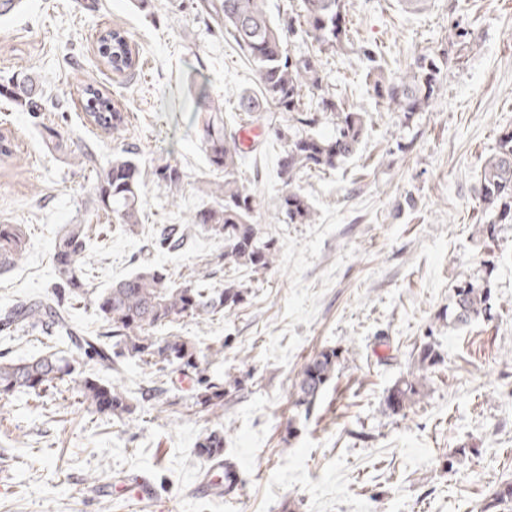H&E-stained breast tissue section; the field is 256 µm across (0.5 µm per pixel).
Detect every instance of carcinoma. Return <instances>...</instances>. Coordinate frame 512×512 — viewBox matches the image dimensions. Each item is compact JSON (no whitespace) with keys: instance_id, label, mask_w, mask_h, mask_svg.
Wrapping results in <instances>:
<instances>
[{"instance_id":"1","label":"carcinoma","mask_w":512,"mask_h":512,"mask_svg":"<svg viewBox=\"0 0 512 512\" xmlns=\"http://www.w3.org/2000/svg\"><path fill=\"white\" fill-rule=\"evenodd\" d=\"M197 9L224 22V36L253 66L260 98L241 102V108L251 124L268 121L283 145L279 175L286 189L279 197L278 210L284 223H312L311 204L292 187L296 175L336 170L356 154L365 132L363 114L336 96L322 61V55L344 51L351 44L346 0H297L296 8L278 26L270 21L264 0H199ZM293 35L310 42L314 50L291 52L287 38ZM474 43L472 32L457 24L448 35L449 50L434 56L420 55L399 75L386 73L376 64L372 51L364 49L362 54L370 62L369 86L388 110L402 113L409 121L426 111L438 95L443 68L460 62L463 51L473 48ZM99 54L119 76L137 69L136 56L123 29H110L100 36ZM0 96L27 110L38 107L40 101L37 85L31 79L13 78L1 83ZM199 97L205 100L207 112L201 144L208 165L224 173V180L200 184L199 190L211 198L212 204L198 210L192 223L224 240L225 263L254 273L264 272L274 265L276 254L272 240L261 234L254 221L257 200L242 178L246 151L239 141V128L225 125L221 105L202 92ZM84 110L89 121L100 128L118 131L126 124L125 113L112 105V99L91 88L84 92ZM271 110L287 113L289 122L274 123ZM328 121L335 123V131L327 136L319 132V127ZM146 174L177 192L186 178L176 163L162 159L144 172L134 158L124 154L112 160L94 187L99 208L129 232L140 222ZM478 199L488 216V235H493L498 224H512V130L499 135L494 153L480 172ZM88 234L87 224L61 227L53 246L52 296L5 311L0 316V332L39 326L50 336L68 339L86 361L112 380L76 375V359L70 350L21 361L0 359V398L16 393L39 394L61 384H74L80 403L89 412L107 414L124 423L137 413L138 405L115 384V379L126 361L137 360L160 372L193 374V404L215 416L224 415V400L239 388V380L230 375L223 379L207 375L198 367L199 351L191 340L184 336L158 337L156 332L185 318L229 313L245 301L249 288L230 278L219 285L200 279L178 284L157 267L143 264L95 295L96 312L106 331L100 336H78L71 325L67 303L84 300L90 294L83 272ZM183 237V231L171 225L163 230L159 247L175 248ZM28 245L25 225L0 224V270L15 267L26 255ZM490 300L489 280L466 279L455 286L453 303L439 319L453 327L464 326L480 315H489ZM440 363L435 345L423 344L414 359V370L397 378L387 390V409L395 415H406L426 395L425 373ZM339 364V352L334 349L323 350L310 359L294 382V405L310 411ZM196 448L209 461L220 459L224 432H203ZM511 503L512 481L492 494L484 512H502Z\"/></svg>"}]
</instances>
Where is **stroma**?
<instances>
[{"instance_id":"35a3bbf8","label":"stroma","mask_w":512,"mask_h":512,"mask_svg":"<svg viewBox=\"0 0 512 512\" xmlns=\"http://www.w3.org/2000/svg\"><path fill=\"white\" fill-rule=\"evenodd\" d=\"M194 0H23L0 14V82L29 75L43 89L37 113L0 97V224L26 225L25 259L0 274V310L46 295L54 281L52 247L65 224L89 225L85 272L93 292L141 262L176 282L233 277L252 287L229 314L186 319L167 329L209 359L210 375L238 377L217 417L192 408L191 380L128 362L120 383L131 399L163 389L161 410L126 427L87 412L76 389L16 394L0 407V512H482L512 480V224L493 238L477 199L478 174L500 131L512 128V0H349L353 40L369 42L386 72L448 46L451 24L476 38L461 65L444 68V89L427 111L405 120L379 105L355 52L325 54L336 93L363 112L358 152L336 171L303 173L293 186L315 210L310 224L277 218L285 188L282 147L269 132L242 162L255 194V222L278 257L261 275L224 264V242L192 226L208 204L198 189L215 179L200 143L206 90L238 125L243 98L257 95L255 74L218 18ZM123 28L139 68L112 73L98 54L101 32ZM98 88L127 115L109 132L84 117L85 87ZM59 132L47 148L42 124ZM132 151L143 169L160 158L188 178L180 191L147 180L134 232L98 208L94 187L114 155ZM184 226L175 250L153 246L160 230ZM490 275L492 310L459 329L439 320L456 284ZM434 341L441 363L426 374L427 395L406 416L384 403L419 347ZM28 328L0 333V356L18 360L61 349ZM325 348L340 365L310 413L294 405L292 384ZM208 429L224 433V457L244 484L233 496L205 497L193 487L209 461L195 444ZM466 456H459V449ZM145 475L155 494L136 501L90 486Z\"/></svg>"}]
</instances>
